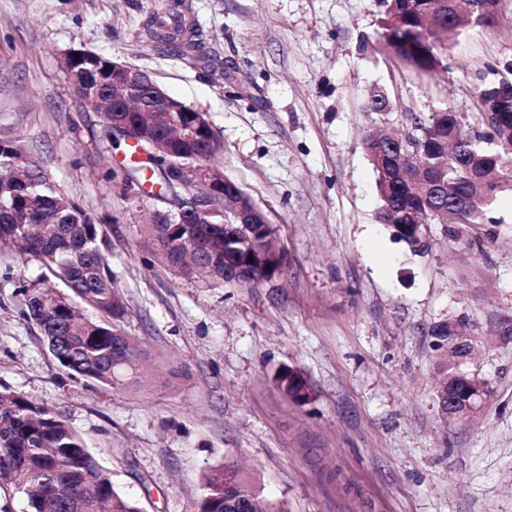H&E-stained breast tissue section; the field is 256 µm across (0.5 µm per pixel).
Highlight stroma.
I'll return each mask as SVG.
<instances>
[{
  "label": "stroma",
  "mask_w": 512,
  "mask_h": 512,
  "mask_svg": "<svg viewBox=\"0 0 512 512\" xmlns=\"http://www.w3.org/2000/svg\"><path fill=\"white\" fill-rule=\"evenodd\" d=\"M153 0H0V140L37 157L108 237L141 386L59 365L21 284L44 272L0 245V390L62 417L142 512H198L204 477L243 466L282 512H512V192L481 224H428L424 246L379 218L361 145L450 107L479 127L478 91L512 69V0L496 24L447 37L442 68L414 69L380 37L385 0H182L202 61L160 53ZM86 50L152 73L207 115L215 158L262 209L285 261L257 285L191 278L152 252L155 209L125 192L123 149L63 67ZM392 107L366 109L374 92ZM472 326L470 369L489 398L469 421L438 407L448 349L431 330ZM300 372L308 400L288 396Z\"/></svg>",
  "instance_id": "35a3bbf8"
}]
</instances>
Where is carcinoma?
<instances>
[{
    "instance_id": "obj_1",
    "label": "carcinoma",
    "mask_w": 512,
    "mask_h": 512,
    "mask_svg": "<svg viewBox=\"0 0 512 512\" xmlns=\"http://www.w3.org/2000/svg\"><path fill=\"white\" fill-rule=\"evenodd\" d=\"M430 13L450 30L468 27L458 0H387L381 33L403 61L424 71L437 69L443 54L438 41L442 29L426 20ZM147 34L164 53L184 58L196 52L195 29L184 14L163 4L150 13ZM71 66L84 80L83 97L104 113L101 136L144 157L127 165L124 190L167 203L171 169L205 165L219 151L208 129L199 133L189 152L176 156L153 154L142 142L128 143L126 134L112 128V104L105 95L112 85V60L81 51L71 59ZM511 85L512 76H504L479 91L483 131L470 128L448 108L417 120L419 152L426 153L432 165L444 160L440 139L459 132L456 160L448 161L457 172L449 178L413 188L410 171L402 175L393 169L379 177V196L392 208L382 219L410 248L421 243L424 224H442L456 209L464 223L478 224L487 202L506 189L512 191V107H503L495 92ZM470 163L487 165L489 192L465 180L463 167ZM0 173V242L20 246L68 289L64 293L43 281L23 285L29 318L44 335L59 337L57 362L105 385L140 383L139 362L126 349L125 340L114 336L110 324L82 315L74 303L79 298L111 316L124 312L106 256L108 241L99 224L74 196L60 189L36 158L22 156L21 148L11 141L0 146ZM159 216L160 223L146 225V237L154 242L155 254L178 271L218 280L224 277V260L240 257L237 224L224 209L205 214L196 224H168L164 212ZM455 322L470 327L465 317H450L433 326L431 335L448 341ZM83 481L87 482L84 495L103 503L108 512H140L137 501L115 487L111 473L61 417L33 407L20 394L0 391V483L25 496L28 512H72L64 492L68 483ZM199 512L281 509L236 465L226 464L205 476Z\"/></svg>"
}]
</instances>
